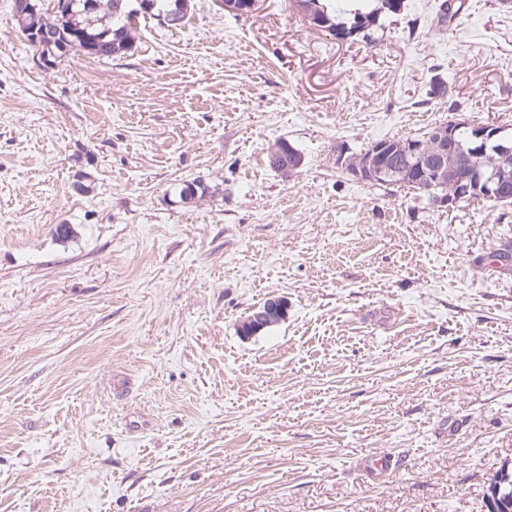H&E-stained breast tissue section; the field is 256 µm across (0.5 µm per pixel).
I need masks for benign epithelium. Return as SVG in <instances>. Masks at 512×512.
Here are the masks:
<instances>
[{
	"instance_id": "benign-epithelium-1",
	"label": "benign epithelium",
	"mask_w": 512,
	"mask_h": 512,
	"mask_svg": "<svg viewBox=\"0 0 512 512\" xmlns=\"http://www.w3.org/2000/svg\"><path fill=\"white\" fill-rule=\"evenodd\" d=\"M216 4L228 12L248 14L256 10L259 0H240L241 7L234 6L235 0H215ZM433 143L427 149L413 140L401 145V162L389 161L391 152L388 143L375 142L369 145L357 158L356 164H349L348 149H336V165L349 175L366 182L394 180L415 177L418 183H443L448 172H453V181L448 189L431 194L432 203L438 207L450 208L461 199L479 193L488 200L502 201L508 198L503 186L504 177L498 171L480 168L476 159L487 151L494 152L501 166L512 165V133L507 128L475 123L466 118L441 124L431 132ZM271 162L284 165L292 172L302 163V156L290 145L281 144L271 151ZM287 311V302L280 298H270L262 306L255 308L242 321L241 332L252 336L281 321ZM505 478L488 491L487 507L491 512H512V490H507Z\"/></svg>"
}]
</instances>
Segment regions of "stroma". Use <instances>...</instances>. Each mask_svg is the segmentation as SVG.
<instances>
[{"instance_id":"obj_1","label":"stroma","mask_w":512,"mask_h":512,"mask_svg":"<svg viewBox=\"0 0 512 512\" xmlns=\"http://www.w3.org/2000/svg\"><path fill=\"white\" fill-rule=\"evenodd\" d=\"M438 2L339 40L296 0H190L94 59L40 56L0 0V512H486L512 204L441 208L335 156L512 128V0L441 31ZM279 143L301 168L270 167ZM270 297L285 317L241 335ZM374 454L398 470L368 479Z\"/></svg>"}]
</instances>
